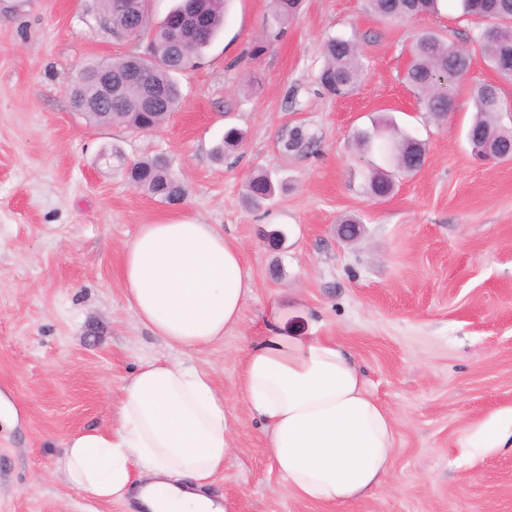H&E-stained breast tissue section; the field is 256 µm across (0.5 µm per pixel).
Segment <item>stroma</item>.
<instances>
[{"label":"stroma","instance_id":"stroma-1","mask_svg":"<svg viewBox=\"0 0 512 512\" xmlns=\"http://www.w3.org/2000/svg\"><path fill=\"white\" fill-rule=\"evenodd\" d=\"M102 0H0V512H138L72 488L63 440L112 422L119 390L144 362L190 359L212 373L232 413V452L213 487L228 512H512V447L473 448L469 434L512 417V159L484 164L466 139L472 85L494 80L481 56L435 120L404 84L423 30L473 49L477 30L455 7L416 21L372 16L365 0H302L296 19L253 55L269 0H229L219 38L178 74L181 109L151 133L75 112L67 77L105 58L142 55L146 39L104 28ZM355 37L365 70L348 98L318 84L322 46ZM390 119L426 147L423 167L376 200L378 160L357 130ZM246 134L215 158L226 127ZM309 149L283 153V130ZM162 153L184 182L175 205L135 189L112 160ZM278 184L261 207L246 184ZM362 221L354 240L337 228ZM213 224L252 277L241 318L222 341L190 354L165 346L128 304L119 271L141 225ZM281 230L280 246L267 242ZM288 333L335 340L392 412L391 476L345 506L299 499L281 479L262 422L238 395L243 351L272 303Z\"/></svg>","mask_w":512,"mask_h":512}]
</instances>
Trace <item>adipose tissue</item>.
I'll use <instances>...</instances> for the list:
<instances>
[{"mask_svg":"<svg viewBox=\"0 0 512 512\" xmlns=\"http://www.w3.org/2000/svg\"><path fill=\"white\" fill-rule=\"evenodd\" d=\"M120 275L139 320L182 351L223 340L251 286L241 249L191 220L141 225ZM238 391L297 497L340 506L387 483L395 418L336 342L286 334L271 320L245 349ZM230 427L209 372L156 359L121 387L110 426L65 441L60 464L72 487L103 502L133 497L142 512H224L208 487L224 471Z\"/></svg>","mask_w":512,"mask_h":512,"instance_id":"adipose-tissue-1","label":"adipose tissue"}]
</instances>
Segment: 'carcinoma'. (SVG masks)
I'll list each match as a JSON object with an SVG mask.
<instances>
[{
  "instance_id": "carcinoma-1",
  "label": "carcinoma",
  "mask_w": 512,
  "mask_h": 512,
  "mask_svg": "<svg viewBox=\"0 0 512 512\" xmlns=\"http://www.w3.org/2000/svg\"><path fill=\"white\" fill-rule=\"evenodd\" d=\"M440 0H368L369 9L385 19L417 20L425 14L439 11ZM300 0H272L274 31L267 39L278 38L285 25L294 19ZM227 0H180L173 11H182L183 39L170 43L169 26L160 21L145 26L133 34L126 30V21L117 15L109 2L103 4L101 21L118 37L149 39L151 52L146 57H125L84 65L73 73L70 94L73 107L80 110L89 94L96 71L106 66L115 74L128 70L139 72L144 83L163 93L164 103L148 110L142 104L143 87L138 82L126 83L114 96L112 108L91 116L100 124L122 123L137 132L156 129L181 106V92L175 75L193 66L218 37L226 19ZM461 16L473 20L483 28L477 37L478 50L489 68L497 76L512 83V67L504 61L512 59V0H458ZM412 61L404 80L417 93L426 111L445 120L452 111V99L443 95L444 89L457 85L472 64L470 52L460 48L454 37L445 38L432 32L419 33L411 45ZM325 64L318 74V82L330 95L349 96L358 86L363 71L362 52L351 38L333 37L324 48ZM475 118L467 134L478 135V143H485L502 160L512 158V127L503 125L499 116L504 111L501 89L493 82H480L471 88ZM245 133L234 126L224 131L215 148L221 157L227 149L240 147ZM284 152H298L306 148L309 139L305 131L295 126L282 135ZM357 141L365 150H376L381 163L372 166L368 177L371 196L381 200L393 189V172L412 173L419 170L425 160L424 144L407 133H397L387 124H377L370 131H360ZM112 158L125 170L135 188L167 204L184 199L186 187L175 175L171 161L164 155H154L126 162L119 151ZM272 192L270 175L260 172L250 178L246 188V201L260 207Z\"/></svg>"
}]
</instances>
